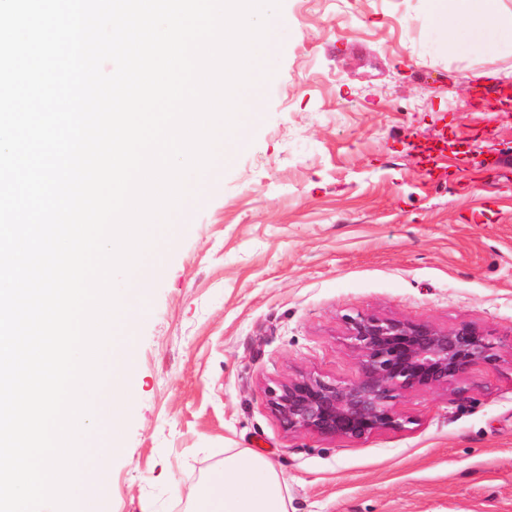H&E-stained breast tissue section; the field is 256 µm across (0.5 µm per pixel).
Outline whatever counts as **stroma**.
<instances>
[{
	"label": "stroma",
	"instance_id": "obj_1",
	"mask_svg": "<svg viewBox=\"0 0 512 512\" xmlns=\"http://www.w3.org/2000/svg\"><path fill=\"white\" fill-rule=\"evenodd\" d=\"M423 0H281L257 112L213 187L157 250L128 320L134 362L90 462L96 512H186L224 451L268 457L289 512H512V54L452 52ZM467 154L415 152L441 137ZM360 314L453 328L500 359L412 389L404 429L288 433L267 390L347 381ZM115 454H108V447Z\"/></svg>",
	"mask_w": 512,
	"mask_h": 512
}]
</instances>
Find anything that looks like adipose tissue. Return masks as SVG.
<instances>
[{
    "label": "adipose tissue",
    "mask_w": 512,
    "mask_h": 512,
    "mask_svg": "<svg viewBox=\"0 0 512 512\" xmlns=\"http://www.w3.org/2000/svg\"><path fill=\"white\" fill-rule=\"evenodd\" d=\"M424 2L425 19L431 26L446 27L453 15L466 32L463 41L453 35L445 38V48L458 50L466 43L490 53L512 48V10L503 0ZM285 488V478L268 458L228 451L222 469L194 493V512H288Z\"/></svg>",
    "instance_id": "obj_1"
}]
</instances>
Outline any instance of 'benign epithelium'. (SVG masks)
I'll return each mask as SVG.
<instances>
[{"instance_id":"7a95c632","label":"benign epithelium","mask_w":512,"mask_h":512,"mask_svg":"<svg viewBox=\"0 0 512 512\" xmlns=\"http://www.w3.org/2000/svg\"><path fill=\"white\" fill-rule=\"evenodd\" d=\"M348 338L359 353L348 382L300 375L268 389L282 428L326 438L363 439L405 427L396 401L408 390L446 387L478 364L499 360L496 339L471 322L451 329L426 322L360 315Z\"/></svg>"}]
</instances>
